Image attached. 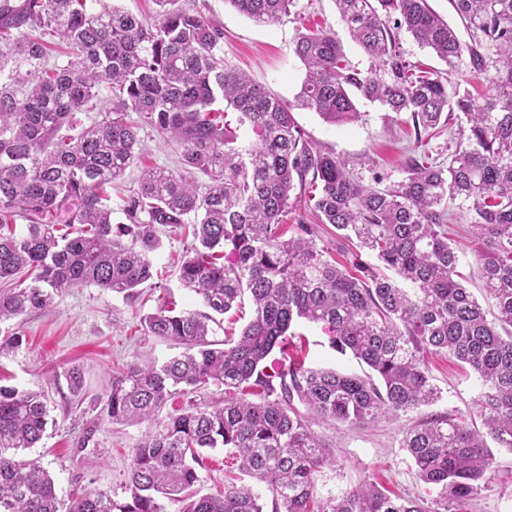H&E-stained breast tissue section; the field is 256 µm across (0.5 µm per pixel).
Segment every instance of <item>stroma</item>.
Here are the masks:
<instances>
[{
  "label": "stroma",
  "mask_w": 512,
  "mask_h": 512,
  "mask_svg": "<svg viewBox=\"0 0 512 512\" xmlns=\"http://www.w3.org/2000/svg\"><path fill=\"white\" fill-rule=\"evenodd\" d=\"M179 4L211 19L223 34L225 60L260 77L273 93L293 103V116L306 134L364 183L404 178L408 158L422 152L435 158L447 157L448 138L444 135L431 139L426 148H417L408 113L396 114L363 102L359 105L360 121L331 125L316 112L296 106L304 77L294 53L298 33L332 31L353 65L364 69L370 64L340 21L334 0H296L289 17L266 25L241 15L228 0H179ZM400 46L408 61L446 73L449 82L459 89L477 94L488 86L485 74L468 65L448 69L430 49L420 47L408 34H401ZM140 137L142 154L126 170L119 182L121 189L137 187L145 169L161 167L174 172L179 167L180 148L176 143L148 128L141 131ZM190 244V238L185 236H164L154 261L158 275L152 287L136 297L126 298L95 286L72 288L56 297L54 312H31L0 324V336L15 333L22 338L17 348L0 355V384L20 389L40 386L48 394L55 425L48 429L39 447L26 450L25 455L41 460L63 502H71L90 490L111 491L114 498L122 501L127 498L124 485L131 452L143 429L102 422L97 415L113 375L133 365L160 363L179 354L175 343L146 335L141 321L167 295L178 310H201L199 299L180 288L176 279V265ZM297 331L302 345L289 347L290 356L309 367L362 372V365L352 356L332 348L323 326L304 322ZM427 363L441 390V398L435 404L365 428L336 424L321 427L336 462L315 474L316 499L340 497L374 482L392 494L419 498L427 506H434L440 489L420 480L412 457L401 446L403 433L432 414L469 416L478 403L480 384L470 370L448 357L433 355ZM74 367L84 376L82 397L78 400L72 397L66 380L67 371ZM92 420L97 423L95 463L83 466L77 462L76 443ZM494 457L487 487L466 512H512V452L498 448Z\"/></svg>",
  "instance_id": "1"
}]
</instances>
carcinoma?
<instances>
[{
    "mask_svg": "<svg viewBox=\"0 0 512 512\" xmlns=\"http://www.w3.org/2000/svg\"><path fill=\"white\" fill-rule=\"evenodd\" d=\"M155 2L148 22L108 0H0V321L49 310L70 288L135 296L154 276L163 236L186 224L195 244L178 280L206 308L177 313L165 300L143 318L147 335L182 351L112 376L101 419L145 425L129 499L94 490L68 512H167L162 499L173 497L180 512H264L247 485L219 497L195 490L200 454L216 448L272 493V512H462L487 484L489 443L512 451V0H450L467 42L428 0H336L370 58L365 70L332 33L298 34L297 106L331 124L358 120L360 99L408 112L420 146L448 127L447 160L412 158L407 176L383 188L353 177L307 139L292 105L229 66L209 18ZM229 2L271 23L296 0ZM45 31L65 43L66 63L49 62ZM403 31L451 70L469 58L487 75L484 97L407 61ZM104 83L110 106L76 125ZM230 110L253 139L239 140ZM145 127L180 144L182 172L149 169L114 204L108 188L139 154ZM296 207L305 214L284 223ZM464 215L490 310L459 281L448 220ZM320 224L353 245L341 259L318 247ZM246 297L252 315L238 337L209 340L217 317ZM301 320L328 328L332 348L369 372L293 359L288 337ZM443 353L481 382L475 417L437 413L401 441L420 479L440 487V507L373 483L316 501L314 475L336 458L314 426L363 427L438 401L426 358ZM209 386L224 401L190 398L161 416L173 396ZM48 417L43 388L0 385V512H59L49 472L19 455L41 441Z\"/></svg>",
    "mask_w": 512,
    "mask_h": 512,
    "instance_id": "carcinoma-1",
    "label": "carcinoma"
}]
</instances>
